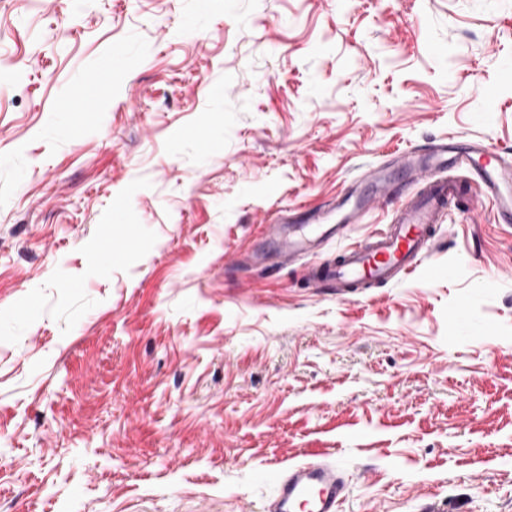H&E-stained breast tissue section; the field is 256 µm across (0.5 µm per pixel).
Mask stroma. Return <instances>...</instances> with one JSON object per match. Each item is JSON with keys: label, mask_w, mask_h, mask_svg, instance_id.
Here are the masks:
<instances>
[{"label": "stroma", "mask_w": 512, "mask_h": 512, "mask_svg": "<svg viewBox=\"0 0 512 512\" xmlns=\"http://www.w3.org/2000/svg\"><path fill=\"white\" fill-rule=\"evenodd\" d=\"M451 133L512 154V0H0V512H264L309 452L339 512H512V230L466 196L346 298L308 263L395 202L250 260ZM101 74L102 73H92L89 75L81 93L74 100V106L78 107L82 112L93 111L92 103L101 92Z\"/></svg>", "instance_id": "35a3bbf8"}]
</instances>
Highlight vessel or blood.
<instances>
[{
	"label": "vessel or blood",
	"mask_w": 512,
	"mask_h": 512,
	"mask_svg": "<svg viewBox=\"0 0 512 512\" xmlns=\"http://www.w3.org/2000/svg\"><path fill=\"white\" fill-rule=\"evenodd\" d=\"M100 92V74L89 75L74 101L75 107L91 111ZM393 169L416 183L414 194H406L404 187L389 178ZM461 170L476 174L480 195L498 220L512 222V159L483 142L451 135L426 148L406 149L391 160L365 166L358 180L374 186L373 198L358 200L353 190H345L332 203L337 223L322 224L318 236H311L306 226L320 222L324 214L320 208L302 216L293 235L280 236L273 224L266 225L265 230L281 261L293 262L309 254L315 238L331 239L340 235L342 227L359 223L372 199L399 198L403 204L388 224L368 238L339 249L326 262L310 266L308 280L313 287L332 288L337 295L345 296L373 281L405 279L418 272L432 279L440 270L429 257L447 208L461 195L462 184L457 177ZM275 480L276 495L266 512H338L347 489L343 469L321 453L308 454L306 460L278 470Z\"/></svg>",
	"instance_id": "vessel-or-blood-1"
}]
</instances>
